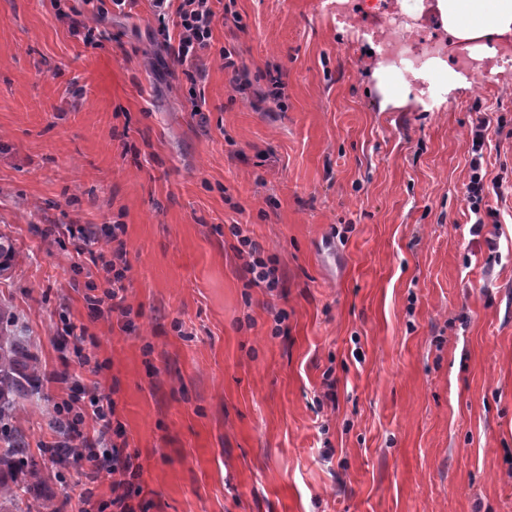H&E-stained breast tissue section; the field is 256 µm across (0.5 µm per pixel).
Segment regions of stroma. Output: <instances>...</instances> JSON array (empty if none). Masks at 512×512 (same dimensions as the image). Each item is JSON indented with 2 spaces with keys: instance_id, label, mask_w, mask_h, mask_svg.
<instances>
[{
  "instance_id": "stroma-1",
  "label": "stroma",
  "mask_w": 512,
  "mask_h": 512,
  "mask_svg": "<svg viewBox=\"0 0 512 512\" xmlns=\"http://www.w3.org/2000/svg\"><path fill=\"white\" fill-rule=\"evenodd\" d=\"M212 8L193 86L150 0L98 16L96 48L54 0H0V234L17 249L0 307L47 376L15 427L40 455L65 370L114 402L136 512H512V193L488 194L479 237L466 203L478 120L487 179L512 184V64L429 109L376 73L333 0ZM113 224L127 330L84 300ZM235 224L282 288L249 286ZM111 483L73 460L34 496L113 512Z\"/></svg>"
}]
</instances>
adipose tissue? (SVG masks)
<instances>
[{
	"mask_svg": "<svg viewBox=\"0 0 512 512\" xmlns=\"http://www.w3.org/2000/svg\"><path fill=\"white\" fill-rule=\"evenodd\" d=\"M450 33L461 38H487L512 33V0H437Z\"/></svg>",
	"mask_w": 512,
	"mask_h": 512,
	"instance_id": "1",
	"label": "adipose tissue"
}]
</instances>
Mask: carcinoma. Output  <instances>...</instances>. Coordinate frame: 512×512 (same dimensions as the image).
<instances>
[{"label":"carcinoma","instance_id":"carcinoma-1","mask_svg":"<svg viewBox=\"0 0 512 512\" xmlns=\"http://www.w3.org/2000/svg\"><path fill=\"white\" fill-rule=\"evenodd\" d=\"M44 373L28 350L25 337L12 329L10 314L0 307V465L25 468L22 484L0 481L1 500H22L43 477L41 464L30 453L10 421L16 418V398L38 392Z\"/></svg>","mask_w":512,"mask_h":512}]
</instances>
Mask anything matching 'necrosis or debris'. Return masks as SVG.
<instances>
[{
  "mask_svg": "<svg viewBox=\"0 0 512 512\" xmlns=\"http://www.w3.org/2000/svg\"><path fill=\"white\" fill-rule=\"evenodd\" d=\"M428 8V0H336V16L346 24L377 19L370 31L375 61L398 84L416 86L425 98L440 91L452 71L474 78L477 85H491L496 65L512 61V40L500 43L495 58L485 60L475 58L471 43L459 42L450 69H442L444 45L429 33Z\"/></svg>",
  "mask_w": 512,
  "mask_h": 512,
  "instance_id": "obj_1",
  "label": "necrosis or debris"
}]
</instances>
